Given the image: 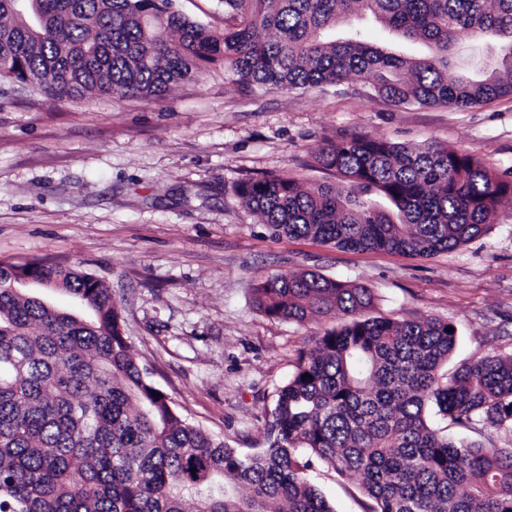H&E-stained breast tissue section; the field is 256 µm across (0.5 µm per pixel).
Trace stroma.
I'll return each instance as SVG.
<instances>
[{"label": "stroma", "mask_w": 512, "mask_h": 512, "mask_svg": "<svg viewBox=\"0 0 512 512\" xmlns=\"http://www.w3.org/2000/svg\"><path fill=\"white\" fill-rule=\"evenodd\" d=\"M354 134L476 152L512 180V97L469 109L396 106L368 84L243 93L214 66L160 103L56 99L0 82V259L95 274L130 351L189 422L245 454L266 446L275 390L336 326L274 319L253 302L272 276L315 271L372 288L373 315L451 322L449 368L512 351V203L482 236L420 257L272 237L235 191L281 175L329 181L314 153ZM335 512H364L357 480L314 460Z\"/></svg>", "instance_id": "obj_1"}]
</instances>
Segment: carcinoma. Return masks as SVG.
<instances>
[{
	"mask_svg": "<svg viewBox=\"0 0 512 512\" xmlns=\"http://www.w3.org/2000/svg\"><path fill=\"white\" fill-rule=\"evenodd\" d=\"M0 0V79L54 98L158 103L213 65L248 91L365 80L395 104L471 107L512 95V0H224L217 34L174 0ZM370 16L404 54L369 44ZM491 36L483 67L464 49ZM314 162L345 182L306 188L263 175L240 195L272 235L350 250L430 256L493 223L512 180L475 152L353 135ZM34 270L88 313L18 284ZM372 289L320 273L255 288L265 315L343 317L298 355L277 389L268 448L248 455L184 419L130 353L109 289L91 273L0 261V512H334L310 483L315 455L353 476L364 512H512V353L448 372L451 323L365 315ZM309 378L302 379V376ZM471 441L448 437V424Z\"/></svg>",
	"mask_w": 512,
	"mask_h": 512,
	"instance_id": "obj_1",
	"label": "carcinoma"
}]
</instances>
